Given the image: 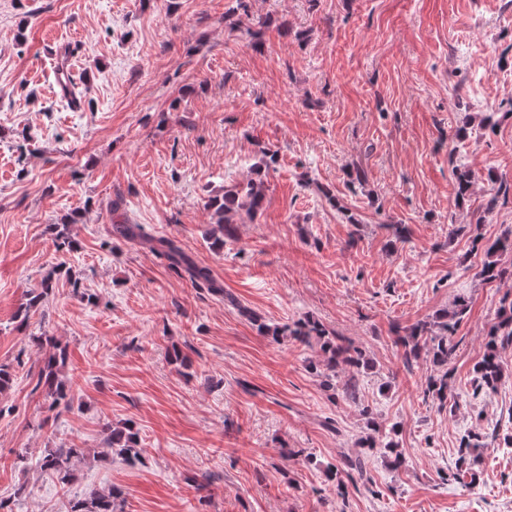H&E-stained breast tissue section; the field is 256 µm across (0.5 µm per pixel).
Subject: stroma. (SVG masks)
Returning <instances> with one entry per match:
<instances>
[{
  "mask_svg": "<svg viewBox=\"0 0 512 512\" xmlns=\"http://www.w3.org/2000/svg\"><path fill=\"white\" fill-rule=\"evenodd\" d=\"M236 6L0 0V512H69L113 486L119 512H512V339L495 390L475 372L512 280L483 282L472 244L512 232V0H248L253 37ZM53 41L80 104L56 86ZM265 148L262 212L213 249L209 197ZM459 168L474 176L462 202ZM123 220L174 240L221 293L115 236ZM59 228L73 250L56 251ZM460 296L441 407L424 393L437 367L397 338ZM307 317L369 368L328 389L317 344L258 330ZM39 336L67 351L73 409L35 388ZM127 419L133 463L102 453ZM373 423L398 425L403 463L374 458L338 495L326 468ZM468 431L486 447L464 485ZM59 447L89 451L66 487L38 465Z\"/></svg>",
  "mask_w": 512,
  "mask_h": 512,
  "instance_id": "35a3bbf8",
  "label": "stroma"
}]
</instances>
